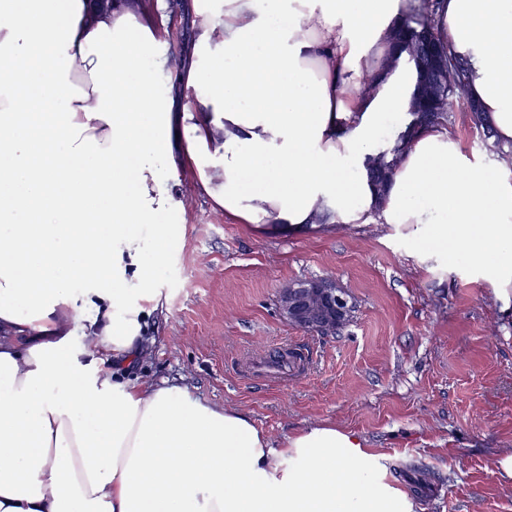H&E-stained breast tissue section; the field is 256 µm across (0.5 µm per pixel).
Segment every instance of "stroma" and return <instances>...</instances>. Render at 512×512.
<instances>
[{
	"mask_svg": "<svg viewBox=\"0 0 512 512\" xmlns=\"http://www.w3.org/2000/svg\"><path fill=\"white\" fill-rule=\"evenodd\" d=\"M178 0L156 19L161 49L192 30ZM183 247L157 270L168 312L131 380H183L193 396L247 413L274 447L296 430L332 424L386 458L416 512H512V480L495 466L512 452V315L464 260L406 242L372 217L272 235L215 209L185 177ZM332 277L352 320L322 336L288 323L289 282ZM294 349L295 368L255 377L258 362Z\"/></svg>",
	"mask_w": 512,
	"mask_h": 512,
	"instance_id": "obj_1",
	"label": "stroma"
}]
</instances>
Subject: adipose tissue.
<instances>
[{
  "mask_svg": "<svg viewBox=\"0 0 512 512\" xmlns=\"http://www.w3.org/2000/svg\"><path fill=\"white\" fill-rule=\"evenodd\" d=\"M179 94L140 62L166 0H0V512H415L354 432L273 447L243 412L128 380L165 299L191 174L276 234L402 224L512 303V173L448 131L408 144L384 196L366 162L415 75L393 51L413 0H181ZM441 39L493 141L512 144V0H443ZM252 170L259 186L245 189Z\"/></svg>",
  "mask_w": 512,
  "mask_h": 512,
  "instance_id": "ef3b65f1",
  "label": "adipose tissue"
}]
</instances>
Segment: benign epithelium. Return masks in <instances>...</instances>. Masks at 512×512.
I'll use <instances>...</instances> for the list:
<instances>
[{
  "instance_id": "1",
  "label": "benign epithelium",
  "mask_w": 512,
  "mask_h": 512,
  "mask_svg": "<svg viewBox=\"0 0 512 512\" xmlns=\"http://www.w3.org/2000/svg\"><path fill=\"white\" fill-rule=\"evenodd\" d=\"M432 121V114L413 109V119L405 137L409 138ZM281 311L292 325L321 335H333L351 312L342 288L332 278H309L282 289Z\"/></svg>"
}]
</instances>
